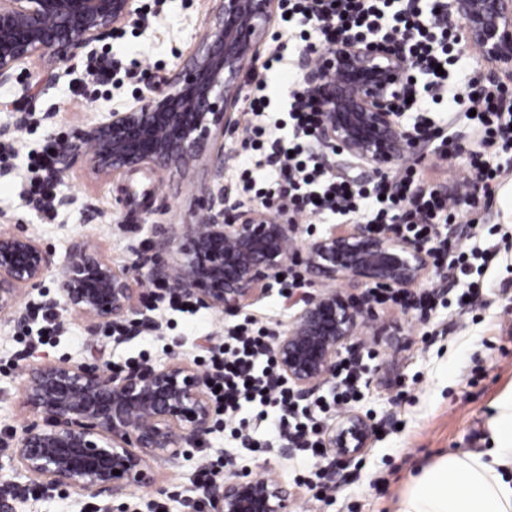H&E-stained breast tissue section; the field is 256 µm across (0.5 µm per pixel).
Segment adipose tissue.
Returning a JSON list of instances; mask_svg holds the SVG:
<instances>
[{"label": "adipose tissue", "instance_id": "adipose-tissue-1", "mask_svg": "<svg viewBox=\"0 0 512 512\" xmlns=\"http://www.w3.org/2000/svg\"><path fill=\"white\" fill-rule=\"evenodd\" d=\"M487 426L489 453L442 456L412 482L398 512H512V392Z\"/></svg>", "mask_w": 512, "mask_h": 512}]
</instances>
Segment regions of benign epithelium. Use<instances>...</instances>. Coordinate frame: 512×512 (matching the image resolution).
Masks as SVG:
<instances>
[{
	"label": "benign epithelium",
	"instance_id": "obj_1",
	"mask_svg": "<svg viewBox=\"0 0 512 512\" xmlns=\"http://www.w3.org/2000/svg\"><path fill=\"white\" fill-rule=\"evenodd\" d=\"M134 0H0V83L32 57L74 59L134 15ZM275 0H214L204 36L187 66L165 86L125 111H112L76 131L60 157L65 169L84 156L93 171H136L150 166L179 172L205 161L201 224L175 230L158 225L155 255L117 270L84 242L64 259L26 235L0 232V314L26 321L22 294L58 267L56 303L86 315L93 325L133 320L136 330L155 327V304L144 299L146 281L168 295H190L198 306L238 313L269 292V280L288 262L303 266L309 291L290 303L288 328L273 331L272 347L283 379L309 400L334 379L336 364L359 359L354 341L364 321L375 317L362 297L375 284L410 293L424 282L440 285L448 272L431 264L424 240L370 224H339L304 240L298 220L282 210L240 209L224 188V147L217 141L239 130L241 78L256 71L261 34ZM448 15L462 23L463 48L484 63L477 80L512 83V0H448ZM406 38L343 39L301 58V85L322 113L320 144L338 151L337 171L364 166L385 178L430 149L417 128L395 109L410 89ZM478 178L454 197L458 207L478 199ZM345 282L352 291L327 287ZM23 405L37 417L0 445V483L25 479L44 488L65 487L117 500L129 487H149L148 460L179 463L212 432L208 376L171 348L168 360L114 372L99 363L60 361L25 366ZM377 424L348 411L325 429L328 464L348 462L370 448ZM120 474L115 475L113 471ZM189 506L208 512H290L291 499L269 465L224 475L196 487Z\"/></svg>",
	"mask_w": 512,
	"mask_h": 512
}]
</instances>
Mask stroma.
Instances as JSON below:
<instances>
[{
    "label": "stroma",
    "mask_w": 512,
    "mask_h": 512,
    "mask_svg": "<svg viewBox=\"0 0 512 512\" xmlns=\"http://www.w3.org/2000/svg\"><path fill=\"white\" fill-rule=\"evenodd\" d=\"M148 2L135 0L140 18L97 41L92 51H80L66 63L29 59L16 67L10 81L0 83V144L14 147L13 155L0 160V231L26 234L60 258L80 240L121 270L150 257L152 225L200 219L197 181L179 182L152 168L97 175L82 157L58 175L61 203L55 214L45 215L25 194L27 155L41 151L49 138L64 139L75 128L93 124L103 113L127 109L146 93L148 82H163L189 58L213 6L212 0H159L148 15ZM447 109L443 100L430 114L434 128L448 137L446 156L427 154L417 171L423 182L451 189L469 166V149L479 142L470 125L450 122ZM257 122L253 114L241 112V131L224 141L232 156L224 182L236 201L246 198L238 161L251 151L247 129ZM496 161L504 169L491 206L459 219L463 225L476 221L477 246L494 253L478 278L484 306L467 315L450 301L424 319L416 310L387 305L378 308L376 320L360 327L368 384L353 408L378 423L380 433L359 463L337 467L331 492L313 498L310 486L318 481L321 460L302 450L279 458L274 453L278 440L250 416L243 429L256 450L241 447L219 421L203 447L188 449L179 464L152 462V490L133 487L112 501L46 489L35 499L18 486V512H191L184 502L193 498L201 471L221 463L254 469L265 462L295 494L292 512H397L412 476L442 454L486 452L492 406L512 390V247L504 245L512 237V163L503 152ZM54 299L50 274L20 299L24 308L52 307L59 325L50 344L34 357L28 354V336L10 316H0V439L32 418L20 388L22 368L31 361L161 364L175 339L185 358L193 360L203 354L197 346L201 337L223 342L227 331L246 318L271 331L283 330L293 315L275 282L266 297L241 314L201 308L189 315L159 304L161 330L143 331L118 344L109 327H90L83 315L56 308ZM381 327L391 340L373 342Z\"/></svg>",
    "instance_id": "stroma-1"
}]
</instances>
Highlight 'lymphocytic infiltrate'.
Listing matches in <instances>:
<instances>
[{
  "label": "lymphocytic infiltrate",
  "mask_w": 512,
  "mask_h": 512,
  "mask_svg": "<svg viewBox=\"0 0 512 512\" xmlns=\"http://www.w3.org/2000/svg\"><path fill=\"white\" fill-rule=\"evenodd\" d=\"M286 23L303 48L340 37L366 38L382 28L408 35L407 52L415 60L417 74L427 76L424 97L400 102L398 111H427L429 102L448 92L446 76L436 74L437 66L455 62L454 48L459 35L448 21L446 0H407L397 10L392 0H280ZM449 93V92H448ZM452 95V94H451ZM505 93L487 86L478 91L452 95L455 111L474 112V131L481 149L473 153L471 167L482 182L483 197H491L501 173L491 165L488 150L512 148V113L504 111ZM321 114L310 108L304 94L292 92L287 121L257 125L251 130L254 150L260 158L244 157V169H263L268 185L253 192L255 204L266 207L279 198L281 207L305 215L330 213L355 216L367 224L384 225L389 211L400 213L397 232L404 237L432 242L435 265L469 274L479 259L476 249L449 243L443 225L453 222L457 211L447 195L418 189V172L407 166L392 179L366 186L353 185L325 168L315 147ZM63 141L51 142L49 149L28 155L32 174L29 198L40 210L52 211ZM203 363L210 374V399L216 414L225 420H240L245 408H256L257 419L270 424L274 432L304 448L317 449L320 416L355 401L358 392L357 364L346 361L336 371L338 381L330 397L304 402L295 398L282 379L266 329L241 324L225 336L222 344L209 350Z\"/></svg>",
  "instance_id": "1"
}]
</instances>
